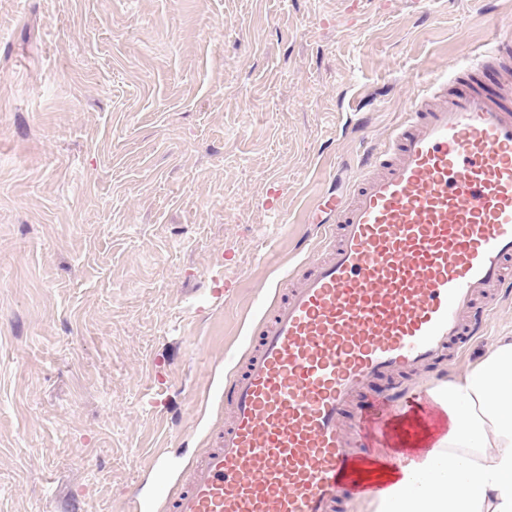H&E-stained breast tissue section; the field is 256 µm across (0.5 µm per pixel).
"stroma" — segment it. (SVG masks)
I'll return each instance as SVG.
<instances>
[{
    "label": "stroma",
    "mask_w": 512,
    "mask_h": 512,
    "mask_svg": "<svg viewBox=\"0 0 512 512\" xmlns=\"http://www.w3.org/2000/svg\"><path fill=\"white\" fill-rule=\"evenodd\" d=\"M512 0H0V512H165L277 284ZM512 332L415 376L433 388Z\"/></svg>",
    "instance_id": "stroma-1"
}]
</instances>
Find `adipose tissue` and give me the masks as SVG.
Here are the masks:
<instances>
[{
    "instance_id": "obj_1",
    "label": "adipose tissue",
    "mask_w": 512,
    "mask_h": 512,
    "mask_svg": "<svg viewBox=\"0 0 512 512\" xmlns=\"http://www.w3.org/2000/svg\"><path fill=\"white\" fill-rule=\"evenodd\" d=\"M448 432L381 466L375 512H512V336L445 387Z\"/></svg>"
}]
</instances>
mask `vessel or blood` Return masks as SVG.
I'll use <instances>...</instances> for the list:
<instances>
[{"label": "vessel or blood", "mask_w": 512, "mask_h": 512, "mask_svg": "<svg viewBox=\"0 0 512 512\" xmlns=\"http://www.w3.org/2000/svg\"><path fill=\"white\" fill-rule=\"evenodd\" d=\"M509 56L498 31L413 93L355 188L328 197L324 258L255 326L230 418L168 512H346L419 426L447 431L443 404L404 377L482 336L480 299L512 287V94L480 85Z\"/></svg>", "instance_id": "vessel-or-blood-1"}]
</instances>
